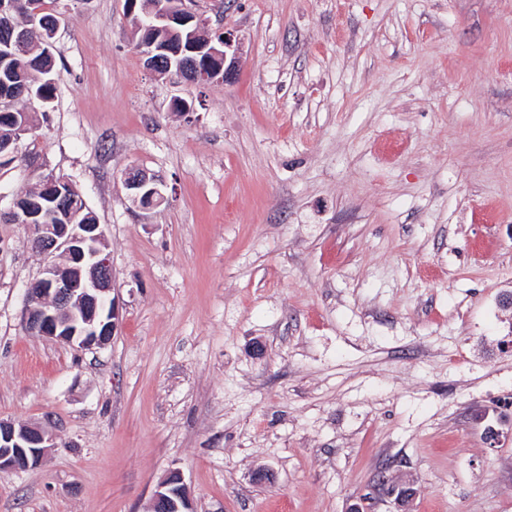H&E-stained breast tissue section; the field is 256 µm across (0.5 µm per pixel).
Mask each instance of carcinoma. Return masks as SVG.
I'll list each match as a JSON object with an SVG mask.
<instances>
[{
  "label": "carcinoma",
  "instance_id": "cac0c4a2",
  "mask_svg": "<svg viewBox=\"0 0 512 512\" xmlns=\"http://www.w3.org/2000/svg\"><path fill=\"white\" fill-rule=\"evenodd\" d=\"M34 18L30 24L27 41L18 46L0 30V99L18 98V100H36L43 106L50 105L56 95L54 83L55 62L48 52L47 41L58 22L57 16L47 6V0H22L20 11L14 19L19 24H25L29 18ZM191 28L175 25L170 29H146L141 34L140 41L149 47L164 46L168 42H187ZM18 111L16 106L9 108L0 104V138L10 139L13 128L12 113ZM60 193L55 198H49L39 191L27 193L28 204L37 217L32 219L35 224L55 223L54 214L59 205L66 206L68 221L73 224H93L96 217L90 212L79 192L70 184L59 185Z\"/></svg>",
  "mask_w": 512,
  "mask_h": 512
}]
</instances>
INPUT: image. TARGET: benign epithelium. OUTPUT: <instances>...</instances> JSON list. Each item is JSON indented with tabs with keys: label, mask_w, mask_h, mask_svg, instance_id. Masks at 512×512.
<instances>
[{
	"label": "benign epithelium",
	"mask_w": 512,
	"mask_h": 512,
	"mask_svg": "<svg viewBox=\"0 0 512 512\" xmlns=\"http://www.w3.org/2000/svg\"><path fill=\"white\" fill-rule=\"evenodd\" d=\"M180 0L179 21L204 27L208 20ZM233 63L201 73L204 82H227ZM132 202L149 208L164 200L162 184L143 169L124 174ZM32 244L47 257L43 277L31 289L24 316L28 334L49 337L81 349L107 344L119 322L112 296V268L104 256L105 234L96 224H27ZM52 435L39 427L0 421V469L38 465ZM152 512H192L191 495L178 472L171 473L154 494Z\"/></svg>",
	"instance_id": "benign-epithelium-1"
}]
</instances>
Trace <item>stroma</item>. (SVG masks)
Segmentation results:
<instances>
[{
  "label": "stroma",
  "instance_id": "1",
  "mask_svg": "<svg viewBox=\"0 0 512 512\" xmlns=\"http://www.w3.org/2000/svg\"><path fill=\"white\" fill-rule=\"evenodd\" d=\"M52 8L0 209L71 179L120 320L26 334L46 258L0 221V419L54 435L0 512H152L173 471L195 512H397L382 479L512 512V0H197L235 50L202 85L145 67L126 0ZM124 182L132 202L143 208L158 205L164 200L162 184L143 169L125 172Z\"/></svg>",
  "mask_w": 512,
  "mask_h": 512
}]
</instances>
